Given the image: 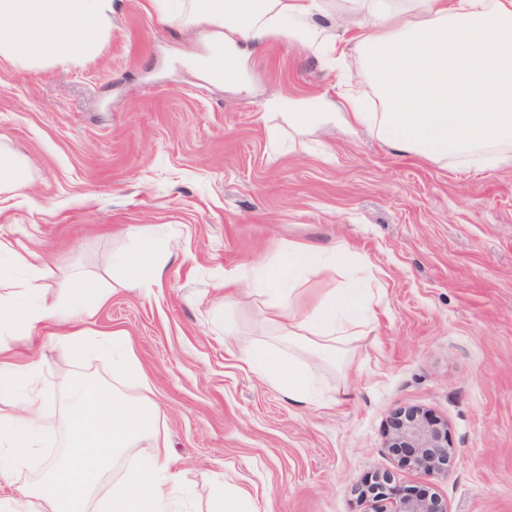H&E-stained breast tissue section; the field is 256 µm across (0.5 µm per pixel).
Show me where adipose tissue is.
Returning a JSON list of instances; mask_svg holds the SVG:
<instances>
[{
    "mask_svg": "<svg viewBox=\"0 0 512 512\" xmlns=\"http://www.w3.org/2000/svg\"><path fill=\"white\" fill-rule=\"evenodd\" d=\"M187 21L224 32V52L234 63L227 88L239 87L237 74L249 47L286 36L304 48L318 33L309 24L319 0H179ZM364 20L357 39L377 85L381 109L364 111L360 100L342 103L308 97L292 99L288 122L306 129L339 120L350 132L370 128L404 153L440 161L512 145V0H361ZM112 0H0V57L26 65L64 63L94 55L93 36L108 26ZM35 173L29 162L0 139V197L24 195ZM168 241L121 256L117 264L130 282L159 278ZM351 255L346 243L326 252L293 243L277 265L255 275L224 280V301L276 294L266 323L302 339L318 357H335L340 345L360 336L376 319L373 292L362 291L357 263L352 284L334 288L306 303L299 288L303 272H331ZM42 268L34 252L0 239V280L13 294H0V400L13 402L0 414V477L25 465L44 447L54 425L45 415L46 398L34 386L38 360L16 363L9 337L57 327L74 348L94 344L124 375L140 366L126 334L96 332L83 316L110 296L99 281L72 271L59 293L38 286ZM258 378L294 402L314 403L313 361H298L264 346L241 351ZM65 459L35 484H20L0 497V512H174L184 495L175 460L158 425V408L147 395L129 396L104 385L66 381ZM154 453L121 477L112 471L124 451L144 438Z\"/></svg>",
    "mask_w": 512,
    "mask_h": 512,
    "instance_id": "ef3b65f1",
    "label": "adipose tissue"
}]
</instances>
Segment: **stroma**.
<instances>
[{
  "mask_svg": "<svg viewBox=\"0 0 512 512\" xmlns=\"http://www.w3.org/2000/svg\"><path fill=\"white\" fill-rule=\"evenodd\" d=\"M97 55L70 65L0 59V137L36 180L0 201V238L38 246L44 287L78 267L113 293L89 319L125 331L150 379L189 495L231 480L259 512H373L357 493L378 473L426 490L450 512H512V164L468 156L431 162L376 133L288 123V99L374 98L352 34L357 0H322L318 50L273 39L250 53L245 89L203 67L213 38L184 25L172 0H113ZM166 234L162 278L122 283L111 260ZM347 241L372 269L376 323L343 365L317 370L320 400L292 402L227 345L306 358L263 316L267 300L224 305L227 275L280 262L294 242ZM41 365L37 387L60 415L63 376L116 384L91 348L53 329L14 340ZM416 407L448 425L456 458L430 477L385 443L393 414Z\"/></svg>",
  "mask_w": 512,
  "mask_h": 512,
  "instance_id": "obj_1",
  "label": "stroma"
}]
</instances>
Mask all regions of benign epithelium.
Returning <instances> with one entry per match:
<instances>
[{"label":"benign epithelium","instance_id":"obj_1","mask_svg":"<svg viewBox=\"0 0 512 512\" xmlns=\"http://www.w3.org/2000/svg\"><path fill=\"white\" fill-rule=\"evenodd\" d=\"M387 447L401 461L430 476L448 472L454 449L448 444V426L428 419L424 412L408 408L392 418ZM391 512H449L448 504L436 495L402 496Z\"/></svg>","mask_w":512,"mask_h":512}]
</instances>
